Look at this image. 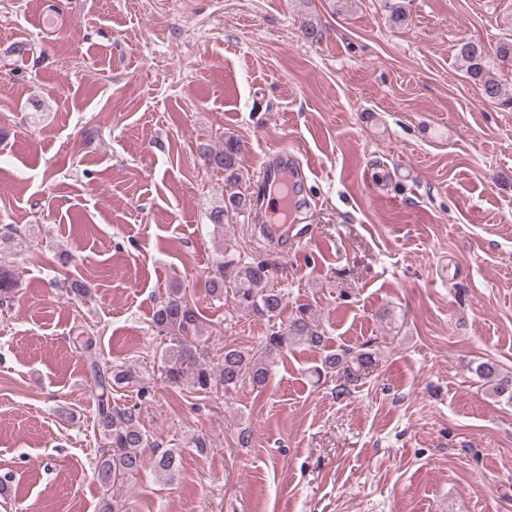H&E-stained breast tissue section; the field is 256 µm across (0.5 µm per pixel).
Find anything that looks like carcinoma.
I'll return each mask as SVG.
<instances>
[{"mask_svg": "<svg viewBox=\"0 0 512 512\" xmlns=\"http://www.w3.org/2000/svg\"><path fill=\"white\" fill-rule=\"evenodd\" d=\"M391 22L401 26L406 21L403 0H383ZM456 57L467 77L479 85L484 99L512 109V96L506 94L505 82L512 78V34L501 38L489 54L478 42H464L458 46ZM498 69L501 74L493 73ZM241 155V144L233 135H225L217 149L204 148L208 166L227 174L229 182H236ZM252 205L250 197L232 192L222 204L214 206L210 223L222 228L230 214ZM13 235L0 234V308L11 306L17 283L12 272L10 244ZM269 266L264 262H250L224 250V261L218 273L209 281V294L218 300L229 295L243 309L267 319L280 315L284 303L281 291L268 287ZM200 313L180 288H169L153 312V324L158 333L170 337L175 347L163 362L164 379L173 385H186L195 393L227 394L242 387L264 388L278 360L298 343L323 353L316 372L334 376L345 384L358 381L361 371L373 363L372 352L351 348L333 349L328 338L319 329L315 315L307 307L284 328L272 332L256 353L231 346L224 347L218 367L212 368L200 358L191 337L197 335ZM74 345L84 357L88 370L99 390L94 422L102 439V448L94 468L98 484L107 492L122 486L128 479L140 474L146 465H152L158 477L171 481L179 473L182 456L176 448H165L152 439L142 423V406L150 396L148 388L140 389V402L129 406L112 404L109 392L138 380L130 369L107 368L99 360L97 342L93 333L81 331L74 337ZM475 374L489 383L490 394L500 401L512 404V371L498 364L483 361L475 367Z\"/></svg>", "mask_w": 512, "mask_h": 512, "instance_id": "cac0c4a2", "label": "carcinoma"}]
</instances>
